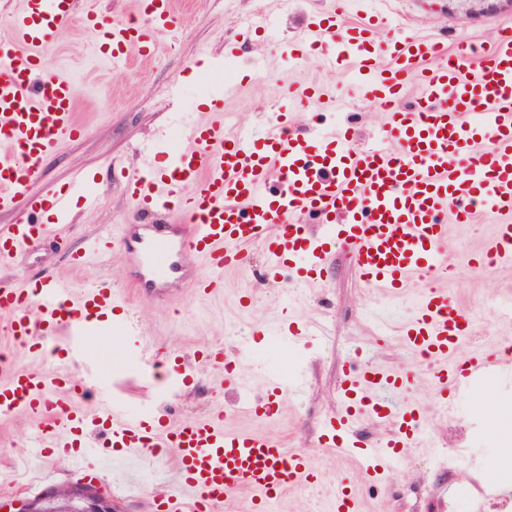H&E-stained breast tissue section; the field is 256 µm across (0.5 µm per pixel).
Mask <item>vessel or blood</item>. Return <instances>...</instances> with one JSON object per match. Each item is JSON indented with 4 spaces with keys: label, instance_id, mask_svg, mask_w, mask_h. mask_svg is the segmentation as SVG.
Here are the masks:
<instances>
[{
    "label": "vessel or blood",
    "instance_id": "b4317fda",
    "mask_svg": "<svg viewBox=\"0 0 512 512\" xmlns=\"http://www.w3.org/2000/svg\"><path fill=\"white\" fill-rule=\"evenodd\" d=\"M130 14L115 21L89 13L79 20L74 0H22L8 38L0 40V210L22 199L32 212L30 219L0 225L1 263L23 259L36 241L62 240L71 197L80 196L90 209L99 205L95 181L82 170L53 193L35 190L44 158L82 132L75 120L76 82L46 66L43 51L78 20L100 52L119 64L134 52L155 53L161 36L179 20L177 0H132ZM375 28L372 21L342 23L331 8L286 51L296 61L307 48L321 47L329 68L340 59L351 60L355 76L389 104L387 135L362 146L350 130L333 126L300 137L292 135L286 118L261 138L247 137L225 120L224 97L237 86L224 83L206 119L167 128L163 137L175 141L173 150L141 151L139 166L124 175L135 218L156 216L161 226L138 238L127 224L121 236L98 235L71 254V263L87 265L131 241L138 266L157 286L170 278L172 255L182 249L202 259L206 272L194 284L209 295L223 288L226 269L246 265V250L253 244L265 248L266 276L287 274L302 283L321 281L336 249L346 247L355 255L359 281L396 295L412 279L431 272L447 275L448 222L472 223L488 206L501 222L486 253L511 265L512 35H500L480 58L464 42L451 51L429 37H398L382 69L372 49ZM411 76L419 81V96L407 107L399 99ZM46 209L54 211L55 223L38 220ZM307 214L322 218L320 231L303 224ZM126 305L110 279L76 292L46 274L0 287V312L8 316L0 333L37 356L46 336L69 329L55 350L64 367L91 361L94 341L116 330L130 342L133 361L155 366L158 355ZM471 333L466 311L438 288L424 290L416 315L402 329V343L429 357L443 410L453 409L455 394L495 374L503 363L481 351L465 364L455 363ZM256 344L255 337L245 336L234 351L215 345L200 359L223 372L225 389H235L240 385L237 358L252 353ZM167 365L165 389L178 392L188 377L186 365L176 354L168 355ZM407 379L376 366L344 373L340 409L325 423L328 442L347 453L358 443L359 420L387 426V438L362 452L370 474L390 468L400 449L417 441L414 409L395 406L386 397ZM305 387L301 375L271 376L265 395L248 403L246 411L274 418L282 401ZM77 395L64 371H0V412H25L36 423L35 447L79 454L86 475L96 472L88 452L93 432L106 433L122 459L173 456L179 493L166 499L167 512H264L289 487L318 478L305 452L263 434L226 431L222 407L201 419L165 423L151 409L131 412L107 399L83 409L76 405ZM243 488L253 493L244 508L237 498Z\"/></svg>",
    "mask_w": 512,
    "mask_h": 512
}]
</instances>
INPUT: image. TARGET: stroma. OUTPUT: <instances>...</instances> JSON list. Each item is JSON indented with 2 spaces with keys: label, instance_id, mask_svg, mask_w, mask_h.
<instances>
[{
  "label": "stroma",
  "instance_id": "stroma-1",
  "mask_svg": "<svg viewBox=\"0 0 512 512\" xmlns=\"http://www.w3.org/2000/svg\"><path fill=\"white\" fill-rule=\"evenodd\" d=\"M329 5L330 0H292L283 9L278 0H185L182 20L163 36L158 53L120 65L99 56L81 22L61 33L46 57L51 66L68 70L76 81L77 120L83 134L46 158L36 187L45 194L52 192L68 182L74 170L84 169L98 180L103 205L88 212L81 198L72 197L66 242H41L21 263L0 264V286L49 271L77 291L102 274L111 276L116 289H129L137 267L127 249H112L105 261L83 267L73 266L69 253L113 225L129 223L131 204L118 165L134 163L142 144L156 139L175 117L187 122L205 117L224 75L226 44L235 47L232 76L240 88L225 99L224 112L237 129L259 135L272 118L263 109L272 99L278 111L292 114L296 132L309 135L311 125L295 96L314 81L322 85L325 98H339L346 104L343 111L323 112L326 123L351 127L360 142L387 129V112L377 107L348 65L324 70L316 48L299 66L286 57L288 40L305 33L317 13ZM257 7L275 15L270 41L236 24L238 16ZM389 9L388 23L374 46L378 53L392 37L422 32L442 35L449 47L466 42L485 53L503 31L512 29V10L507 9L465 23L449 17L448 0H393ZM497 222V214L484 207L474 223H449L448 260L454 270L432 282L476 319L478 337L458 351L461 360L477 350H502L512 340V317L497 310L498 304L512 302V266L489 272L466 263L468 256L479 254L491 240ZM247 252V267L225 270L224 287L217 294L195 292L191 277L202 264L192 255L181 257V276L171 279L163 292L132 297L131 312L156 349L180 354L190 365L194 381L180 394L160 393L149 372L133 366L129 345L123 342L101 361L113 398L151 408L172 420L204 417L219 404L226 412L224 425L229 431L267 434L281 439L286 447L309 453L320 479L313 485L291 487L280 500V512H328L340 477L355 492L360 512H498V497L488 496L486 489L512 483V367L503 366L500 374L466 390L454 412L441 416L429 366L421 364L398 338L399 327L415 314L422 282H413L393 307L387 303V294L360 284L353 258L346 252L335 254L322 282L289 285L263 280L261 245H252ZM246 291L252 302L244 308L239 297ZM291 321L314 322L322 331L319 340L288 345V364L294 373L306 377L308 385L301 395L285 400L277 417H254L242 411L240 396L224 390L222 373L199 365L195 355L216 342L234 349L240 337ZM356 357L365 364L409 373V383L394 393L393 400L416 409L427 434L418 445L405 449L399 466L387 471L375 493L365 489L367 474L360 457L330 452L322 438L324 421L340 407L345 365ZM488 391L498 402L492 416L484 409ZM33 427L24 412L0 414V473L8 471L28 447ZM441 453L454 457L451 467L439 466ZM174 470L169 459L156 471L140 474L131 467L100 473L99 481L135 484V491L113 496L119 512H152L155 483L161 474ZM29 478L31 488L21 493L0 480V505L82 481L83 476L72 460L53 454L45 462H34Z\"/></svg>",
  "mask_w": 512,
  "mask_h": 512
}]
</instances>
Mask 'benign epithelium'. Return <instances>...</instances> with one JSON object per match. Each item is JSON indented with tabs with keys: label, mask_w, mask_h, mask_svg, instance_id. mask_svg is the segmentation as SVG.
<instances>
[{
	"label": "benign epithelium",
	"mask_w": 512,
	"mask_h": 512,
	"mask_svg": "<svg viewBox=\"0 0 512 512\" xmlns=\"http://www.w3.org/2000/svg\"><path fill=\"white\" fill-rule=\"evenodd\" d=\"M451 15L475 19L502 7L512 8V0H448ZM14 512H116L112 499L89 484H68L49 488L39 496L21 502Z\"/></svg>",
	"instance_id": "obj_1"
}]
</instances>
